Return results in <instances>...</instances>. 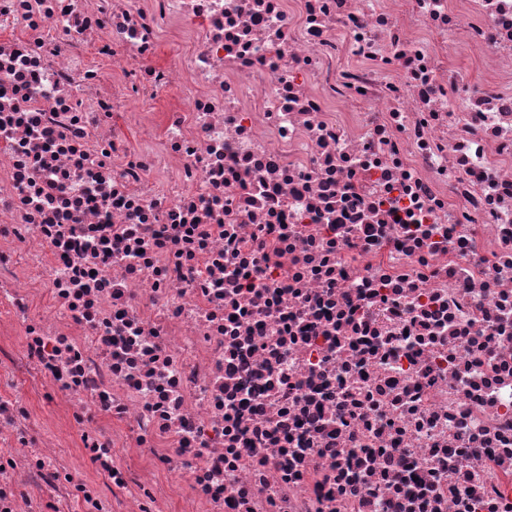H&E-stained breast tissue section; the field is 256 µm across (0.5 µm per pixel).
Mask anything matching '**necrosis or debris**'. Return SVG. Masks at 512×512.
<instances>
[{
	"label": "necrosis or debris",
	"mask_w": 512,
	"mask_h": 512,
	"mask_svg": "<svg viewBox=\"0 0 512 512\" xmlns=\"http://www.w3.org/2000/svg\"><path fill=\"white\" fill-rule=\"evenodd\" d=\"M73 503L512 512V0H0V512Z\"/></svg>",
	"instance_id": "4bbe7bcc"
}]
</instances>
